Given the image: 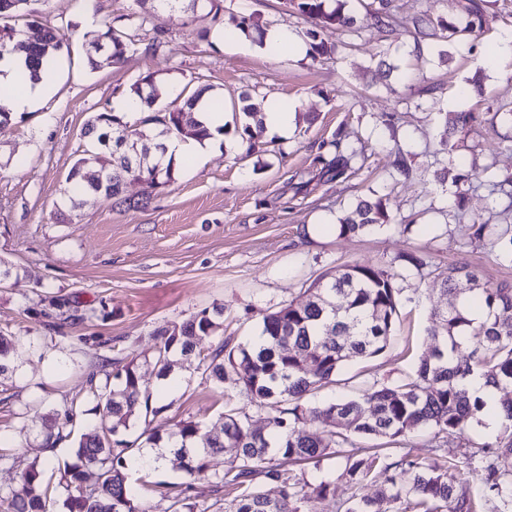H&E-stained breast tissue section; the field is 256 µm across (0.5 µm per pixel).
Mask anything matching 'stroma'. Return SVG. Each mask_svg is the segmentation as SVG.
<instances>
[{
    "instance_id": "obj_1",
    "label": "stroma",
    "mask_w": 512,
    "mask_h": 512,
    "mask_svg": "<svg viewBox=\"0 0 512 512\" xmlns=\"http://www.w3.org/2000/svg\"><path fill=\"white\" fill-rule=\"evenodd\" d=\"M400 3L399 28L381 35L361 0H348L360 35L347 40L324 28L321 37L334 54L300 60L236 44L233 20L243 15H256L266 28L304 30V19L285 0H224V39L212 45L199 37L209 18L186 23L157 12L142 32L145 41H158L157 49L93 72L82 47L87 19L124 13L128 0H94L90 11L84 0H41L43 18L68 28L70 48L58 58L54 88L42 106L0 125V264L13 270L0 280V333L19 339L13 370L0 374V451L15 471L48 456L60 464L70 460L73 437L91 420L89 373L113 374L131 362L142 388L158 393L154 330L201 309L224 310L223 330L202 349L227 338L247 344L259 335L265 313L306 300V288L326 271L366 261L399 270L404 301L394 336L376 358L345 365L314 395L321 404L376 378L395 382L413 374L435 346L426 328L431 313L446 305L439 287L449 267L466 265L481 281L512 283V258L470 237L453 217L455 175L487 165L498 175L512 174V123L476 126L468 149L454 153L443 134L446 114L512 107V56L498 57L492 67L482 63L512 31V0H492L478 37L429 43L420 57L413 51L415 17H458L461 0ZM382 60L405 79L397 91L375 74ZM477 71L482 96H459ZM148 72L169 84L165 102L203 85L228 105L244 92L258 102L277 97L294 108L295 126L284 137L257 134L253 155L241 147L220 150L180 167L147 205H139L135 183L126 186V205L92 193L70 201L66 179L88 147L86 123ZM408 97L414 106H405ZM337 141L365 146L360 170L339 177L328 172ZM399 149L413 154L414 179L392 169L391 154ZM377 197L386 199L392 223L340 236V218L358 200ZM469 207L481 223L512 225L506 195L481 187ZM411 252L425 257L424 273L406 267L402 256ZM175 371L180 381L166 395L169 408L157 425L190 418L209 426L224 410L245 406L232 386L217 388L196 364ZM62 422L71 438L45 451L44 433ZM495 437L482 420L449 436L442 448L426 430L401 445L461 461L469 448ZM343 467V459L333 458L307 468L309 482L334 478L336 494L310 496L304 512H337L351 494L339 479ZM145 480L138 500L148 512H165L157 489L181 483L182 472L171 460L148 470Z\"/></svg>"
}]
</instances>
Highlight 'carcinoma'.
<instances>
[{
	"mask_svg": "<svg viewBox=\"0 0 512 512\" xmlns=\"http://www.w3.org/2000/svg\"><path fill=\"white\" fill-rule=\"evenodd\" d=\"M37 0H0V60L25 56L29 77L55 67L67 35L58 27L42 23L35 8ZM289 5L310 27L304 32L308 55L312 58L331 52L320 39V31L334 26L343 32L355 31L356 18L341 2L332 9L326 0H289ZM487 0H465L458 22L433 19L424 13L416 17L415 50L421 52V39L446 42L456 36L472 35L483 28ZM156 0H130L127 12L102 21L98 30L83 34L87 66L97 71L109 58L117 65L129 53L137 51L141 40L137 31L146 25ZM207 9L213 22L224 21V0H184L181 16L192 21ZM370 26L390 33L399 25L394 0H377L370 11ZM209 87L201 86L158 115L162 97L158 78L153 73L139 76L129 95L137 97L147 116L134 125L109 111L93 116L84 128L90 148L74 163L68 180L72 192L103 194L120 198L131 177L126 150L117 151V140L127 137L139 142L140 157L146 159L150 146H164L170 136L200 140L207 130L187 117ZM242 117L234 134L255 150L253 127L261 124L251 105L240 107ZM478 116L456 112L445 119L444 134L456 138L453 148L466 147V141ZM144 195L154 192L156 183L173 179L171 166L144 162ZM454 209L459 219L466 218V201L473 189L470 175L458 174ZM391 222L383 199L361 200L340 219L339 235L373 232ZM473 235L489 242L490 248L512 256V234L498 231L490 224L470 220ZM400 274L392 268L372 263L345 265L323 274L311 288L305 302L288 305L263 316L262 344H231L223 341L199 359L203 374L222 388L232 381L247 404L274 414L267 418V431L257 430L242 409H230L221 416L220 428L209 429L195 420H182L174 428H147L145 445L164 448L180 460V468L189 477L210 475L224 489V512H303L309 493L327 495L332 483L322 480L311 484L305 471L294 467L318 466L328 458L345 459L340 478L353 489L343 504L344 512H512V399L501 401V430L469 455L478 460L479 485L450 460H439L413 452L392 459L376 451L372 454L355 446L356 438H386L393 442L419 430L429 429L433 438L462 433L483 410L485 401L470 392L474 377L497 392L512 391V284L480 283L478 275L466 267H451L442 279V291L448 307L430 316L427 332L438 342L424 355L415 375L400 383L375 378L357 395L312 406L308 398L332 382L347 363L381 354L395 328L401 289ZM473 301L485 308V318L475 323L463 305ZM221 308H204L179 324L180 336L171 327L157 329L153 367L157 377L170 375L176 355H195L197 344L223 328ZM470 347V355L461 360L459 348ZM115 385L95 384L90 375L94 411L98 420L88 424L74 441L71 459L59 470L56 485L47 481L55 469L51 460L35 463L21 476L16 486L6 487V501L12 512H47L54 504L59 512H149L135 499L129 485L132 462L142 448L117 435L130 422L157 417L169 405L142 389L139 368L133 363L116 374ZM321 420L322 433L311 432L304 415ZM229 452L233 465L219 473L209 472V458ZM386 473L384 484L372 495L360 494L372 472ZM276 490L270 495L261 485ZM169 501L167 512H197L187 488L174 494L160 492Z\"/></svg>",
	"mask_w": 512,
	"mask_h": 512,
	"instance_id": "cac0c4a2",
	"label": "carcinoma"
}]
</instances>
